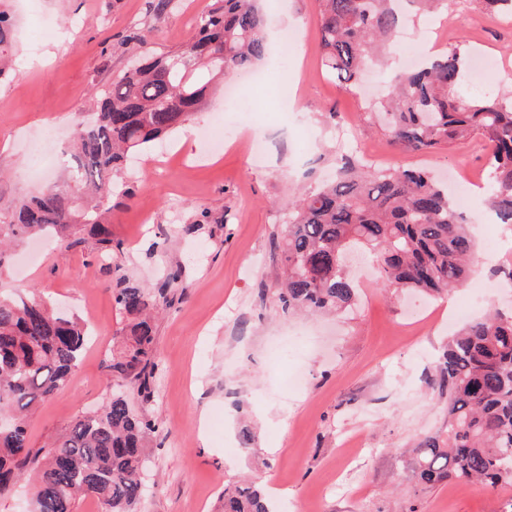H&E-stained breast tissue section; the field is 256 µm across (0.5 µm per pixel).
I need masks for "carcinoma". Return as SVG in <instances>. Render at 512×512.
<instances>
[{"label":"carcinoma","mask_w":512,"mask_h":512,"mask_svg":"<svg viewBox=\"0 0 512 512\" xmlns=\"http://www.w3.org/2000/svg\"><path fill=\"white\" fill-rule=\"evenodd\" d=\"M320 50L326 69L348 85L379 57L399 28L395 0H316ZM265 18L257 0H217L181 50L155 57L143 50L145 35L133 29L127 43L137 63L100 93L93 122L78 124L68 181L0 215V265L13 242L47 236L69 246L77 224L89 227L95 249L112 256L105 226L112 195L104 187L127 159L188 124L210 84L251 67L266 50ZM465 57L447 51L430 64L386 73L382 105L385 130L401 148L431 152L474 137L488 145L487 206L512 224V92L463 100L455 91ZM369 250L386 288L440 293L473 272L475 241L463 213L428 171L401 166L371 170L353 155L336 159L335 178L293 193L281 249L283 282L277 304L284 312H337L352 306L355 292L340 264L347 252ZM152 293L121 280L112 291L128 319L123 349L106 359L112 379L144 402L153 397L160 371L155 317L172 306L171 285ZM83 323L54 310L35 293L0 294V497L15 479L36 483L33 512H77L93 498L101 512H135L145 492L146 443L155 424L117 394L101 408L75 417L47 446L31 445L26 417L65 386L86 345ZM434 383L448 395V430L420 440L413 453L416 478L432 485L447 478L512 484V316L489 313L448 341ZM224 512H275L277 503L258 480L224 486Z\"/></svg>","instance_id":"cac0c4a2"}]
</instances>
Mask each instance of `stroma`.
Here are the masks:
<instances>
[{
  "label": "stroma",
  "instance_id": "obj_1",
  "mask_svg": "<svg viewBox=\"0 0 512 512\" xmlns=\"http://www.w3.org/2000/svg\"><path fill=\"white\" fill-rule=\"evenodd\" d=\"M0 0L13 20L0 76V212L62 179L36 178L43 150L62 155L73 127L89 121L97 95L122 74L132 28L148 53L175 51L215 0ZM276 30L257 81L240 82L245 110L224 123L217 85L188 131L143 151L119 180L133 187L112 211L113 254L90 244L29 241L0 268V290L34 289L80 318L91 341L69 383L28 418L38 447L111 396L105 355L123 343L127 321L112 299L119 278L165 287L179 273L175 300L155 324L161 373L144 408L157 430L146 452L149 492L137 512H222L225 484L259 476L281 512H512V485L488 488L413 478L410 445L448 426L447 397L431 386L449 337L494 306L512 313V224L485 218L475 189L467 220L478 243L472 278L429 297L379 288L369 251L351 269L353 305L338 314L288 315L275 305L285 227L275 213L293 187L330 179L337 155L377 154L446 179L480 178L481 139L430 153L407 152L378 124L370 95H384L379 67L360 87L340 83L320 52L315 0H262ZM439 39L474 64L462 97L512 88V17L478 0H449L442 17L401 30L402 49ZM285 80L298 97L283 111L268 86ZM210 221L198 223L201 211ZM288 344V359L274 353Z\"/></svg>",
  "mask_w": 512,
  "mask_h": 512
}]
</instances>
